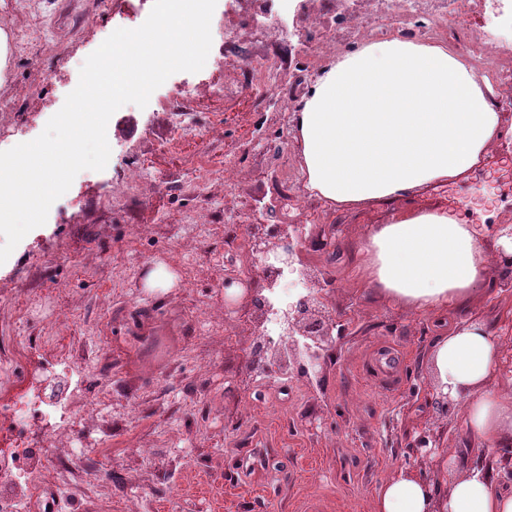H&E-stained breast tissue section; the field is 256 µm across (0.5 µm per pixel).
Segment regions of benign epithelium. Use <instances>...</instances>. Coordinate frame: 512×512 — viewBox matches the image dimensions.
Wrapping results in <instances>:
<instances>
[{
  "label": "benign epithelium",
  "mask_w": 512,
  "mask_h": 512,
  "mask_svg": "<svg viewBox=\"0 0 512 512\" xmlns=\"http://www.w3.org/2000/svg\"><path fill=\"white\" fill-rule=\"evenodd\" d=\"M475 178L486 193L474 198L472 203L499 204L498 186L512 178V150L497 152L486 167L478 170ZM308 241L316 242L323 248L333 245L331 233L324 229L316 236L307 238L304 224L248 225V250L264 258L272 253L279 262V266L263 274L257 287L249 289L251 302L264 306V311L252 325L256 335H265L263 326L270 316L280 326V341L259 342L251 352L252 367L266 374L279 373L286 367L306 378L312 372L318 373L325 365L326 352L334 346L337 337L348 334L353 324L347 314L325 306L327 279L305 268L303 248ZM497 257L500 278L495 287L512 288V253L508 254L500 248ZM285 273L296 274L298 279L309 284L308 292L298 298L269 302L262 292L272 289ZM431 404L439 416L446 419L455 406V400L443 388L436 387ZM445 430L443 426L435 432H425L409 444V468L421 470L433 462L440 464L447 461L449 455L443 441Z\"/></svg>",
  "instance_id": "1"
}]
</instances>
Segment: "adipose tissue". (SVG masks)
<instances>
[{"instance_id": "1", "label": "adipose tissue", "mask_w": 512, "mask_h": 512, "mask_svg": "<svg viewBox=\"0 0 512 512\" xmlns=\"http://www.w3.org/2000/svg\"><path fill=\"white\" fill-rule=\"evenodd\" d=\"M487 77L447 45L390 35L322 70L293 112L303 186L327 209L392 202L472 177L507 123ZM359 277L414 312L447 315L485 282L492 248L447 209H419L379 225L361 249ZM430 359L485 448L512 446V396L494 383L499 344L460 319L436 336ZM372 512H512V484L496 472L430 480L409 470L384 481Z\"/></svg>"}]
</instances>
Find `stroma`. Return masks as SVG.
Returning <instances> with one entry per match:
<instances>
[{"instance_id":"obj_1","label":"stroma","mask_w":512,"mask_h":512,"mask_svg":"<svg viewBox=\"0 0 512 512\" xmlns=\"http://www.w3.org/2000/svg\"><path fill=\"white\" fill-rule=\"evenodd\" d=\"M147 0H126L113 12L98 0H0V18L49 29L51 39L17 56L0 85L31 86L20 101V132L0 138V151L31 141L78 84L86 58L132 11L149 15ZM293 13L267 14L259 30L240 31L244 58L275 57L285 78L311 85L317 76L301 36L288 32ZM219 73L171 75L156 96L180 84H203L189 99L186 121L196 129L169 148L166 119L131 107L108 125L111 154L104 170L77 174L0 264V327L30 337L27 363L49 361L54 344L72 354V411L87 400L98 414L74 437L97 443L91 481L106 490L97 512H371L379 485L405 468V437L434 424L429 405L436 372L429 359L434 314L415 313L367 289L357 276L359 249L372 225L403 210L447 206L440 190L330 215L334 251L306 261L332 282L336 310L356 324L317 377H271L249 365L253 307L245 294L258 273L245 257H226L224 236L246 240L248 224H266L257 203L274 193V178L297 166L291 112L277 98L253 101L248 91L225 96ZM219 136H205L207 127ZM237 149L244 175L226 190L224 152ZM146 175L142 190L113 203L112 187L126 155ZM232 194L240 214L232 225L189 230L186 215L206 199ZM177 276L174 287L149 289L157 264ZM241 277L236 298L224 297V273ZM154 310L149 325L135 322ZM463 317L489 323L512 356V288L481 293ZM453 468L486 453L468 433L461 408L448 414Z\"/></svg>"}]
</instances>
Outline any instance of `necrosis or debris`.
I'll return each mask as SVG.
<instances>
[{"label":"necrosis or debris","mask_w":512,"mask_h":512,"mask_svg":"<svg viewBox=\"0 0 512 512\" xmlns=\"http://www.w3.org/2000/svg\"><path fill=\"white\" fill-rule=\"evenodd\" d=\"M305 22L309 29L325 32L328 40L345 45L353 40L384 37L395 33L407 41L443 38L474 59L478 70L494 71L497 77L496 104L512 108V67L505 63L512 45L495 32L497 18L512 11V0H358L354 10H345L339 0H310ZM475 14L476 24L461 19L462 11ZM215 70L232 69L224 93L236 95L247 87L253 100L278 97L291 106L302 91L301 83L282 85L280 66L265 56L244 61L227 56L215 58ZM6 395L0 396V434L8 442L0 448V512H43L48 494L80 500L88 512L100 503L99 495L85 487L84 462L92 449L73 445L51 447L54 439L68 437L75 426L71 412L55 413L53 423L34 430L36 417L44 415L33 390L13 389L10 374L0 375Z\"/></svg>","instance_id":"obj_1"}]
</instances>
